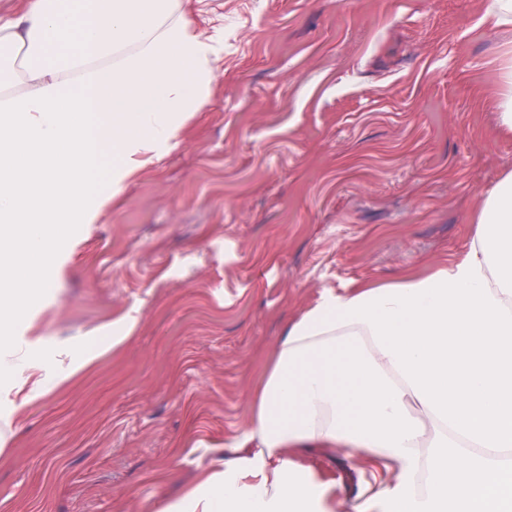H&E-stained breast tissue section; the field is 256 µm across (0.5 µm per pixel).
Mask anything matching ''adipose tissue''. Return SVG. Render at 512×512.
Returning <instances> with one entry per match:
<instances>
[{
	"label": "adipose tissue",
	"mask_w": 512,
	"mask_h": 512,
	"mask_svg": "<svg viewBox=\"0 0 512 512\" xmlns=\"http://www.w3.org/2000/svg\"><path fill=\"white\" fill-rule=\"evenodd\" d=\"M0 319L51 236L91 224L209 99L216 48L176 0H20L0 16ZM453 267L324 290L293 320L235 456L161 512H335L289 448L384 463L352 512H512V174Z\"/></svg>",
	"instance_id": "obj_1"
}]
</instances>
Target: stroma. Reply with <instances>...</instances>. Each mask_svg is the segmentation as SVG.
<instances>
[{
  "instance_id": "35a3bbf8",
  "label": "stroma",
  "mask_w": 512,
  "mask_h": 512,
  "mask_svg": "<svg viewBox=\"0 0 512 512\" xmlns=\"http://www.w3.org/2000/svg\"><path fill=\"white\" fill-rule=\"evenodd\" d=\"M178 2L218 40L217 79L176 144L51 241L18 324L45 389L0 380V512H160L234 453L288 323L323 290L459 261L512 173V26L490 0ZM291 454L351 512L362 459Z\"/></svg>"
}]
</instances>
